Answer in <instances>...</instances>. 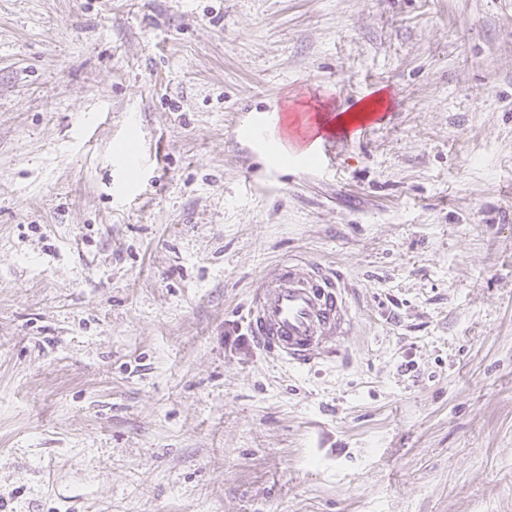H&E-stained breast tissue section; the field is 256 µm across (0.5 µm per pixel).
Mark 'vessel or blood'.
Listing matches in <instances>:
<instances>
[{
	"label": "vessel or blood",
	"mask_w": 512,
	"mask_h": 512,
	"mask_svg": "<svg viewBox=\"0 0 512 512\" xmlns=\"http://www.w3.org/2000/svg\"><path fill=\"white\" fill-rule=\"evenodd\" d=\"M283 127L289 136L328 147L336 133L322 129L316 114L293 112ZM247 139L261 144L275 158L285 150L283 139L267 125L246 128ZM248 329L259 348L275 354L297 369L338 356L339 347L353 324L343 276L320 265L298 272L291 263L279 264L254 286L248 301Z\"/></svg>",
	"instance_id": "b4317fda"
}]
</instances>
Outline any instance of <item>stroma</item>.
<instances>
[{
	"instance_id": "35a3bbf8",
	"label": "stroma",
	"mask_w": 512,
	"mask_h": 512,
	"mask_svg": "<svg viewBox=\"0 0 512 512\" xmlns=\"http://www.w3.org/2000/svg\"><path fill=\"white\" fill-rule=\"evenodd\" d=\"M285 261L346 360L257 348ZM0 512H512V0H0ZM284 130L288 137H295L301 141H311L320 143V152L325 154L328 146L336 142V134L343 137H350V132L334 131L322 129L318 122V117L312 112H291L285 115L283 123ZM319 152V153H320ZM280 138L274 136L266 124L252 125L251 127L245 128V137L252 142H258L261 144L265 152L281 160V156H285V138L279 133ZM247 321L259 348L296 369L338 357L353 324L344 277L321 265L299 273L281 263L252 289Z\"/></svg>"
}]
</instances>
